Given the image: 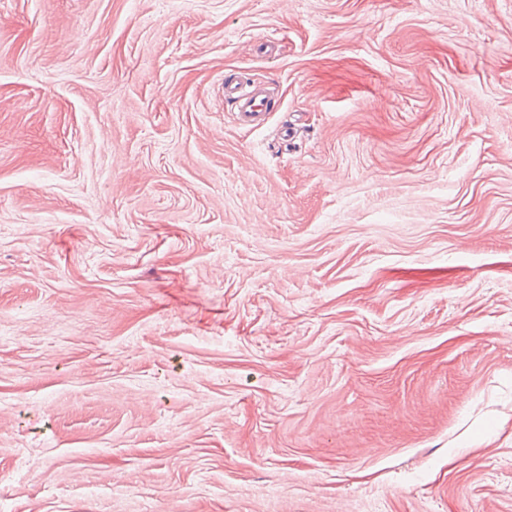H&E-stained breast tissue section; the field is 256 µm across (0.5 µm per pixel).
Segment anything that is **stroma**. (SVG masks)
<instances>
[{
  "label": "stroma",
  "mask_w": 512,
  "mask_h": 512,
  "mask_svg": "<svg viewBox=\"0 0 512 512\" xmlns=\"http://www.w3.org/2000/svg\"><path fill=\"white\" fill-rule=\"evenodd\" d=\"M0 512H512V0H0ZM224 99L236 108L240 120L256 126L263 123L270 112V98L262 90L252 89L248 82H225Z\"/></svg>",
  "instance_id": "stroma-1"
}]
</instances>
